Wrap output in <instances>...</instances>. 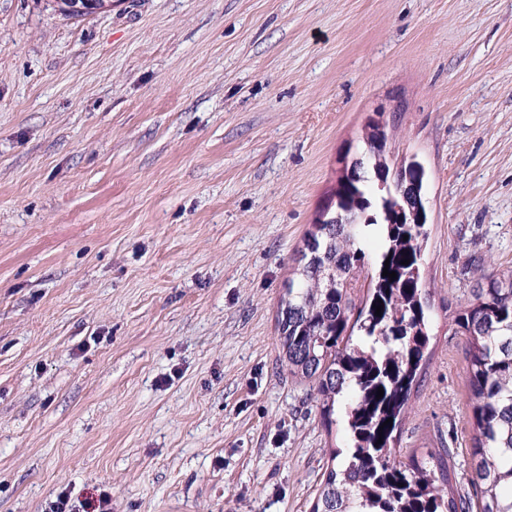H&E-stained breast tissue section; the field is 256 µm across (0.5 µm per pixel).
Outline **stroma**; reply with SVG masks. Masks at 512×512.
<instances>
[{
	"instance_id": "35a3bbf8",
	"label": "stroma",
	"mask_w": 512,
	"mask_h": 512,
	"mask_svg": "<svg viewBox=\"0 0 512 512\" xmlns=\"http://www.w3.org/2000/svg\"><path fill=\"white\" fill-rule=\"evenodd\" d=\"M382 114L426 169L431 339L398 460L472 428L451 324L512 270V0H0V512H311L342 426L279 301Z\"/></svg>"
}]
</instances>
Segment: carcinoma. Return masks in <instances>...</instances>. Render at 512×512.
<instances>
[{
	"instance_id": "carcinoma-1",
	"label": "carcinoma",
	"mask_w": 512,
	"mask_h": 512,
	"mask_svg": "<svg viewBox=\"0 0 512 512\" xmlns=\"http://www.w3.org/2000/svg\"><path fill=\"white\" fill-rule=\"evenodd\" d=\"M332 197L357 223L313 225L278 314L281 364L312 383L325 426L338 409L346 424L311 512H512V272L481 274L453 317L467 337L473 436L469 491H449L454 449L405 465L390 445L430 342L425 225L384 202L369 176L338 177ZM373 226L384 249L371 268Z\"/></svg>"
}]
</instances>
